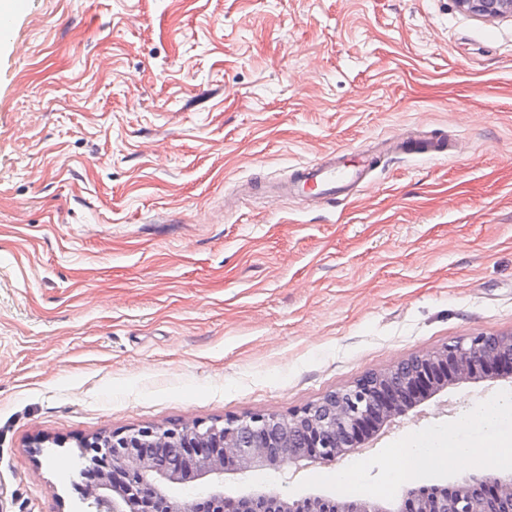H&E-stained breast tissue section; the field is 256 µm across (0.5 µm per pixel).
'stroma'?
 I'll return each instance as SVG.
<instances>
[{"label":"stroma","instance_id":"1","mask_svg":"<svg viewBox=\"0 0 512 512\" xmlns=\"http://www.w3.org/2000/svg\"><path fill=\"white\" fill-rule=\"evenodd\" d=\"M431 136L435 159L380 142ZM374 159L333 202L275 186ZM512 333V19L454 0H25L0 42V512H79V440L288 414L476 333ZM512 393L448 387L331 463L224 491L356 498ZM498 432L458 433L494 473ZM66 459L68 471L55 462Z\"/></svg>","mask_w":512,"mask_h":512}]
</instances>
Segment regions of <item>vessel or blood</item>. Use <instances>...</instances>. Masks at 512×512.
Wrapping results in <instances>:
<instances>
[{
  "instance_id": "b4317fda",
  "label": "vessel or blood",
  "mask_w": 512,
  "mask_h": 512,
  "mask_svg": "<svg viewBox=\"0 0 512 512\" xmlns=\"http://www.w3.org/2000/svg\"><path fill=\"white\" fill-rule=\"evenodd\" d=\"M396 151L415 150L416 153L430 156L446 154L448 144L440 139L406 138L391 142ZM372 158L363 157L349 163L336 162L335 158H322L306 161L298 165V174L293 181L282 187L283 195H313L322 200L336 198L343 194L350 184L361 180L371 167Z\"/></svg>"
}]
</instances>
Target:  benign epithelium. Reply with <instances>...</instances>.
Segmentation results:
<instances>
[{
	"label": "benign epithelium",
	"instance_id": "7a95c632",
	"mask_svg": "<svg viewBox=\"0 0 512 512\" xmlns=\"http://www.w3.org/2000/svg\"><path fill=\"white\" fill-rule=\"evenodd\" d=\"M481 20L512 19V0H454ZM512 333L476 334L424 354L404 358L384 371L369 372L286 416L251 413L224 419V425L186 423L173 428L145 426L79 442L84 467L80 490L107 506V512H512V474L475 471L462 481L410 487L394 501L310 493L298 499L258 489L224 494V473H245L281 463L334 461L376 436L421 401L471 378H509L512 356L500 352ZM272 433L283 448L272 456L271 437L250 438V428ZM204 483L203 498L181 501L169 484L184 471ZM448 491L443 500L429 496Z\"/></svg>",
	"mask_w": 512,
	"mask_h": 512
}]
</instances>
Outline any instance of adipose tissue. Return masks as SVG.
Returning a JSON list of instances; mask_svg holds the SVG:
<instances>
[{
    "mask_svg": "<svg viewBox=\"0 0 512 512\" xmlns=\"http://www.w3.org/2000/svg\"><path fill=\"white\" fill-rule=\"evenodd\" d=\"M512 416V398L503 397L495 403L462 415L454 432L448 434H419L411 448L403 454L394 455L387 462L389 478L400 476L418 478L422 473L439 470H463L475 461L476 450L458 444L457 432L482 426L497 430L502 419Z\"/></svg>",
    "mask_w": 512,
    "mask_h": 512,
    "instance_id": "obj_1",
    "label": "adipose tissue"
}]
</instances>
